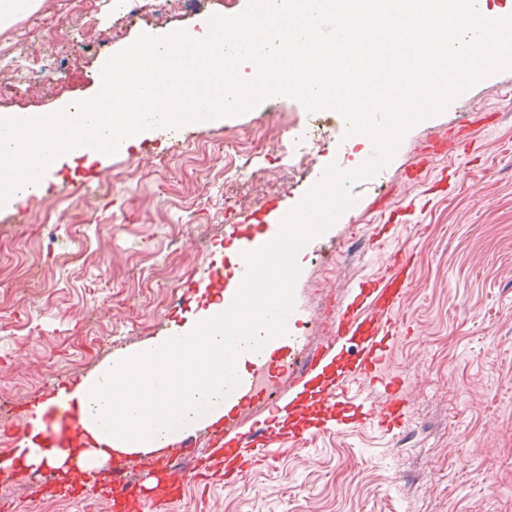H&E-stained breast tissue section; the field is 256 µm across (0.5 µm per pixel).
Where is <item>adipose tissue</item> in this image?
I'll return each instance as SVG.
<instances>
[{
    "mask_svg": "<svg viewBox=\"0 0 512 512\" xmlns=\"http://www.w3.org/2000/svg\"><path fill=\"white\" fill-rule=\"evenodd\" d=\"M172 345L177 355H168ZM225 345L224 299L214 295L177 335L103 364L71 390L84 428L72 453L94 469L115 455L163 449L181 430L223 418ZM26 443L25 460L2 463L0 471L61 466L42 428L28 432Z\"/></svg>",
    "mask_w": 512,
    "mask_h": 512,
    "instance_id": "adipose-tissue-1",
    "label": "adipose tissue"
}]
</instances>
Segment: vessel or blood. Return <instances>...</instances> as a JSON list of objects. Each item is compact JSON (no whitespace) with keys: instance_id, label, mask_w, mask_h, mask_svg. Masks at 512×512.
I'll return each instance as SVG.
<instances>
[{"instance_id":"1","label":"vessel or blood","mask_w":512,"mask_h":512,"mask_svg":"<svg viewBox=\"0 0 512 512\" xmlns=\"http://www.w3.org/2000/svg\"><path fill=\"white\" fill-rule=\"evenodd\" d=\"M287 213V205L267 201L242 216L232 227L239 241L234 263L222 268L209 265L195 280V287L223 294L225 303H232L247 271L245 253L274 240ZM405 269V263H393L383 281H359L347 289L326 343L304 354L287 392L259 396L253 375L238 374L233 366H226L227 402L258 406L261 417L247 425L225 417L223 428L209 434V451L202 457L195 454L197 433L189 431L180 446L194 457L191 468L182 469L170 458L142 452L138 470H131L128 461L119 457L99 469L91 483L86 463L74 461L69 465L67 494L87 505L96 496H110L114 512H160L168 502L179 500L189 484H207L219 472L235 482L252 468L273 464L283 436L294 426L301 441L327 431L346 433L356 426L399 435L409 415L406 393L400 379L380 378L379 371L405 320ZM363 380L380 381L385 393L382 408L366 401L359 386ZM47 400L44 416L65 439L82 435L73 400L56 388L49 391Z\"/></svg>"}]
</instances>
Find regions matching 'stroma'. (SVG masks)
<instances>
[{
	"label": "stroma",
	"instance_id": "stroma-1",
	"mask_svg": "<svg viewBox=\"0 0 512 512\" xmlns=\"http://www.w3.org/2000/svg\"><path fill=\"white\" fill-rule=\"evenodd\" d=\"M40 0L38 10L0 27V48L39 59L60 41L103 31L107 54L140 33L112 37V0ZM103 58L63 65L52 79L30 78L0 116H45L95 96ZM312 115L290 99L261 103L208 126L138 134L127 153L55 168L43 193L0 205V429L15 442L26 427L10 410H34L59 380L86 378L113 356L139 349L184 323L201 301L181 287L223 254L226 225L267 199L281 160H263L239 208L214 184L228 159L225 136L260 150L269 138L290 148L292 130ZM167 158L171 177L153 175ZM384 187L355 184L358 206L298 255L294 286L300 321H313L306 349L322 345L349 284L382 275L391 254L410 250L413 271L382 367L401 378L411 401L396 439L360 429L286 442L274 468L239 483L187 493L168 512H512V70L461 94L441 115L415 124L383 168ZM396 226L383 248L373 227ZM328 250L335 263L312 265ZM331 304L312 308L317 295ZM40 471L0 476V499L29 512H84L68 498L37 494Z\"/></svg>",
	"mask_w": 512,
	"mask_h": 512
}]
</instances>
